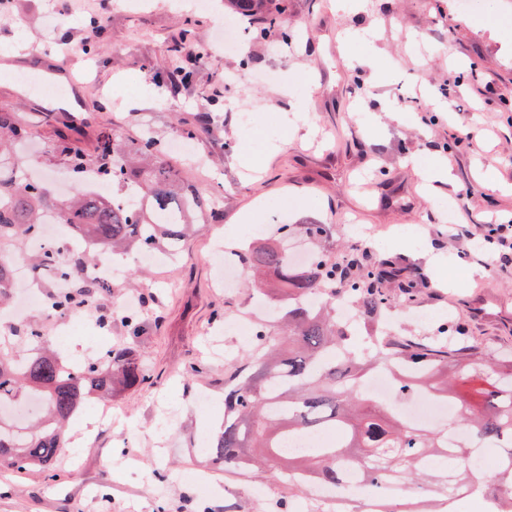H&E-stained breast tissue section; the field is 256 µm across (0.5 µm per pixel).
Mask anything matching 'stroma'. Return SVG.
Instances as JSON below:
<instances>
[{"instance_id": "stroma-1", "label": "stroma", "mask_w": 512, "mask_h": 512, "mask_svg": "<svg viewBox=\"0 0 512 512\" xmlns=\"http://www.w3.org/2000/svg\"><path fill=\"white\" fill-rule=\"evenodd\" d=\"M206 10L179 9L178 0H100L105 28L89 26L75 0H0V54L51 85L65 71L79 89L37 97L11 71L0 69V108L29 130L14 155L49 176L52 188L74 190L57 136L73 135L93 154L101 134L130 139L149 130L164 142L162 157L201 190L217 211L190 239L173 278L177 291L157 281L155 269L125 257L127 277L100 291L97 307L112 328L78 334L65 359L92 350L136 344L151 366V384L111 402L112 420L93 435L70 431L54 478L33 471L0 474V512H269L283 487L271 469L261 476L206 468L203 451L224 420V376L246 352L224 321L247 308L252 277L214 288L222 270L213 240L230 225H263L262 241L292 225L306 252L341 256L354 242L339 230L357 219L370 230L375 253L417 267L422 283L411 311L395 327L400 336L425 334L426 321L454 319L481 350L512 367V266L486 276L467 255L472 243L456 225L478 231L512 217V0H364L340 11L336 0H288V12L265 38L241 21L242 48L224 50V0ZM192 28L204 60L188 65L181 39ZM356 32L353 44L330 52L332 35ZM102 51L89 57L85 45ZM189 66L177 84L175 66ZM153 77L145 88L137 80ZM206 115V130L186 140L178 122ZM477 140L459 145L457 131ZM446 158L451 178L427 192L409 155ZM477 192L465 209L441 205L463 184ZM275 206L269 221L261 202ZM306 224H325L312 241ZM407 225L420 244H393ZM151 297L142 332L130 339L119 301L131 282ZM205 475L202 492L188 472Z\"/></svg>"}]
</instances>
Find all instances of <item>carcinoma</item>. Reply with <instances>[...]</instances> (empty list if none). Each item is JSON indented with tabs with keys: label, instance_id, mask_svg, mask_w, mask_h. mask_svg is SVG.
I'll return each mask as SVG.
<instances>
[{
	"label": "carcinoma",
	"instance_id": "carcinoma-1",
	"mask_svg": "<svg viewBox=\"0 0 512 512\" xmlns=\"http://www.w3.org/2000/svg\"><path fill=\"white\" fill-rule=\"evenodd\" d=\"M263 0H224L227 13L250 18ZM25 128L12 112H0V142L18 140ZM58 149L72 171L83 177L93 166L99 178L112 183V195L77 191L67 205L54 206L49 190L30 183L19 164L0 151V242L35 237L42 216L54 211L62 223L88 246L113 254L167 249L177 252L195 232L194 221L212 210V199L185 183L170 165L158 159L160 142L148 134L126 141L98 142L88 156L62 137ZM314 262L297 267L274 243L240 250L241 262L258 276L272 278L288 290V308L275 321L255 328L258 345L224 378V423L211 441V465L226 472L246 473L255 451L277 470L290 499L305 492V481L343 489L344 467L359 469L377 493L401 482L421 500L442 512L457 491L475 488L491 502V512H512V452L502 461L491 483L474 479L467 460L472 449H488L504 439L512 442V372L500 371V358L486 353L470 362L465 351L476 350L473 338L453 321L427 336H377L358 347L332 313V301L346 295L357 312L380 318L396 298L410 296L412 271L390 257L373 258L369 251L339 259L314 254ZM96 256L59 257L52 247L36 254L0 259V303L11 297L14 265L23 262L42 272L53 268L62 278L78 279ZM397 288V296L388 287ZM87 288H76L54 300L64 312L74 310ZM33 352L24 355L14 336H0V409L35 396L42 413L25 425L0 418V471L52 473L55 459L67 445L69 421L84 404L111 401L126 390L152 380L149 364L135 346L112 348L96 359L69 362L37 328L28 329ZM398 363L418 370L402 375L399 392L425 390L456 405L451 425L458 432L453 446L442 430L382 416L384 407L362 395L363 382L379 368ZM337 433L338 440L307 451L289 448L301 434ZM452 456L450 471L439 461Z\"/></svg>",
	"mask_w": 512,
	"mask_h": 512
}]
</instances>
